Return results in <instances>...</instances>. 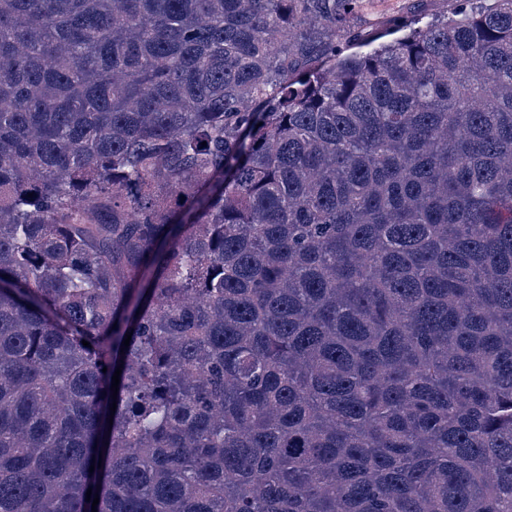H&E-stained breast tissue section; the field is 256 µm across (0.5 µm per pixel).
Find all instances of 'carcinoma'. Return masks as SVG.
I'll return each mask as SVG.
<instances>
[{
    "mask_svg": "<svg viewBox=\"0 0 512 512\" xmlns=\"http://www.w3.org/2000/svg\"><path fill=\"white\" fill-rule=\"evenodd\" d=\"M361 3L0 0V512H512V0ZM360 23L362 42L360 51H369L380 43L401 36L397 32L380 39L376 35L380 30L392 26L402 17H417V27L425 26L437 19L452 17L453 0H365ZM448 13V14H447ZM377 39V40H376Z\"/></svg>",
    "mask_w": 512,
    "mask_h": 512,
    "instance_id": "obj_1",
    "label": "carcinoma"
}]
</instances>
